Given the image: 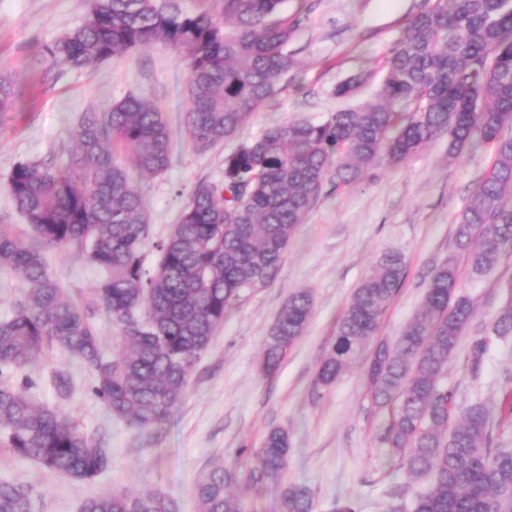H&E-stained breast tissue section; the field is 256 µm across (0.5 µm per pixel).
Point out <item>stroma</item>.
Returning <instances> with one entry per match:
<instances>
[{
	"mask_svg": "<svg viewBox=\"0 0 512 512\" xmlns=\"http://www.w3.org/2000/svg\"><path fill=\"white\" fill-rule=\"evenodd\" d=\"M304 2L308 17L288 44L295 68L277 78L273 99L233 138L198 152L183 125L188 68L182 53L163 44L128 51L64 70L48 88L40 82L33 47L76 26L84 0H0V72L11 73L21 90L16 111L0 113V224L23 221L6 187L15 164L68 152L83 112L142 94L164 113L171 134L169 170L137 181L154 238L166 237L195 186L223 180L224 156L240 143L288 121H324L372 98L408 19L426 6V0H286L284 9L294 12ZM356 75L362 78L357 91L338 96L337 86ZM493 160L486 143L449 157L448 139L440 136L399 165L379 164L358 184L326 185L297 225L274 283L247 293L226 315L161 428L141 430L120 418L107 419L81 378L73 395L59 401L50 374L67 361L56 350L42 353L37 404L62 405L84 432L104 433L109 467L100 478L81 482L0 452V479L31 488L37 512H79L90 496L152 489L172 496L180 512H197L198 481L221 466L237 475L231 492L243 512H279L281 493L289 487L306 490L312 512H341L346 506L385 512L391 490L409 494L418 483L377 441L383 415L368 396L367 358L359 356L328 387L318 384V368L354 290L383 254L402 255L405 278L382 315L377 338L399 335L416 315L431 270L456 251L455 225ZM45 259L48 272L75 298H89L103 278L71 248L48 250ZM459 267L462 289L475 304L469 333L490 332L512 298L506 290L512 255L501 257L477 281L467 262ZM298 290L312 297L311 320L278 370L262 375L269 329ZM510 371L512 339H495L479 379L470 377L459 353L446 381L458 387L460 401L480 399L497 407ZM273 429L287 433L288 458L256 485L251 476L260 471L258 454Z\"/></svg>",
	"mask_w": 512,
	"mask_h": 512,
	"instance_id": "35a3bbf8",
	"label": "stroma"
}]
</instances>
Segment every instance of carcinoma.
Masks as SVG:
<instances>
[{
    "mask_svg": "<svg viewBox=\"0 0 512 512\" xmlns=\"http://www.w3.org/2000/svg\"><path fill=\"white\" fill-rule=\"evenodd\" d=\"M183 10L176 0H88L81 23L35 45L46 84L58 65L80 69L157 43L188 62L189 107L184 125L194 148L206 151L234 136L275 93V80L295 66L288 43L303 9L288 15L285 0H200ZM13 78L0 74V112L17 105ZM448 136V156L472 142L495 147L490 172L476 186L455 225V242L473 277L488 274L512 251V4L506 0H429L391 49L375 98L323 122L291 121L266 129L224 156L222 183H201L178 224L153 240L140 192L114 148L136 169L158 176L170 166V130L143 95H128L103 112L82 113L77 146L57 158L17 163L7 190L29 242L0 225V268L23 292L0 317V450L76 481H93L108 467L103 439L83 432L57 407L30 398L41 352L59 348L82 371L91 394L111 417L140 429L165 422L189 376L207 352L224 316L252 286L277 278L296 226L325 184L350 186L380 161L404 162L433 138ZM158 253L145 267L146 248ZM74 248L105 277L92 298L68 296L45 265L44 250ZM403 258L383 255L356 288L318 369L334 384L375 336L383 311L404 281ZM312 313L308 292L289 299L271 327L261 372L273 374L304 334ZM118 328L121 351L109 356L97 317ZM474 318L450 256L429 276L420 312L400 335L378 344L368 386L386 413L380 442L406 474L426 480L407 499L390 494L386 512H512V409L463 405L443 383L448 364L469 339L466 366L478 378L490 337L466 333ZM495 337L512 336V302L496 317ZM62 400L75 389L70 369H56ZM289 444L274 430L264 442L261 471L285 465ZM235 479L222 467L196 485L198 512H241L226 494ZM0 512H33L32 493L0 479ZM81 512H179L161 490L108 491L87 498ZM280 512H310L304 491L288 489Z\"/></svg>",
    "mask_w": 512,
    "mask_h": 512,
    "instance_id": "carcinoma-1",
    "label": "carcinoma"
}]
</instances>
